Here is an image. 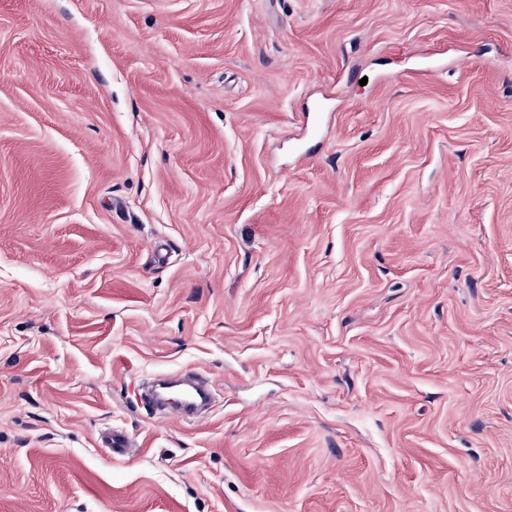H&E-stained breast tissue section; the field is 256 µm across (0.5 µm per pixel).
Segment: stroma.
<instances>
[{
    "label": "stroma",
    "instance_id": "35a3bbf8",
    "mask_svg": "<svg viewBox=\"0 0 512 512\" xmlns=\"http://www.w3.org/2000/svg\"><path fill=\"white\" fill-rule=\"evenodd\" d=\"M0 512H512V0H0Z\"/></svg>",
    "mask_w": 512,
    "mask_h": 512
}]
</instances>
